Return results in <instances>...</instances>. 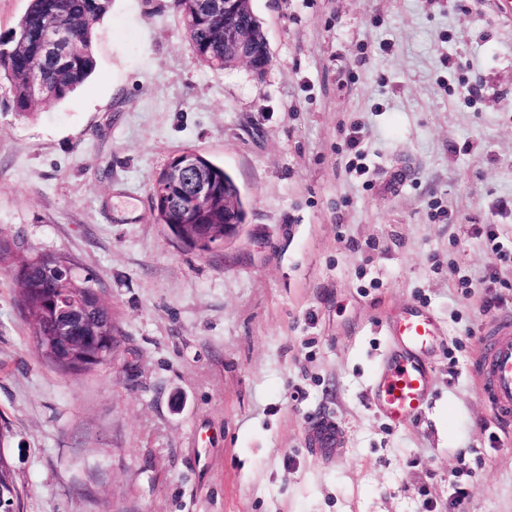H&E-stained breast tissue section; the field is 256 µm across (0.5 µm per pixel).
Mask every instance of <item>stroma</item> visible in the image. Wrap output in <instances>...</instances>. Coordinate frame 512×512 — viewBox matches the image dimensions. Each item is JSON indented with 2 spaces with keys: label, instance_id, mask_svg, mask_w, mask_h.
<instances>
[{
  "label": "stroma",
  "instance_id": "35a3bbf8",
  "mask_svg": "<svg viewBox=\"0 0 512 512\" xmlns=\"http://www.w3.org/2000/svg\"><path fill=\"white\" fill-rule=\"evenodd\" d=\"M272 54L197 64L178 0H112L92 77L24 119L0 84V416L20 512H512V437L470 373L512 310V19L496 0H251ZM482 87L478 103L468 86ZM358 130L350 149L346 135ZM235 179L240 237L199 252L151 188L185 150ZM63 254L120 331L67 375L12 266ZM424 309L429 400L373 402L383 323ZM339 424L340 447L310 444ZM311 442L315 448H337L342 440V432L339 425L329 416L319 417L313 425Z\"/></svg>",
  "mask_w": 512,
  "mask_h": 512
}]
</instances>
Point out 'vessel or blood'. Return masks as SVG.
<instances>
[{
  "instance_id": "vessel-or-blood-1",
  "label": "vessel or blood",
  "mask_w": 512,
  "mask_h": 512,
  "mask_svg": "<svg viewBox=\"0 0 512 512\" xmlns=\"http://www.w3.org/2000/svg\"><path fill=\"white\" fill-rule=\"evenodd\" d=\"M385 334L391 351L375 377V403L396 424L415 419L429 395L430 371L424 362L428 347L438 334L434 317L414 310L387 320ZM474 376L488 402L498 428L512 427V313H500L483 329L475 357ZM342 432L333 418L319 417L311 435L318 448L337 447Z\"/></svg>"
}]
</instances>
